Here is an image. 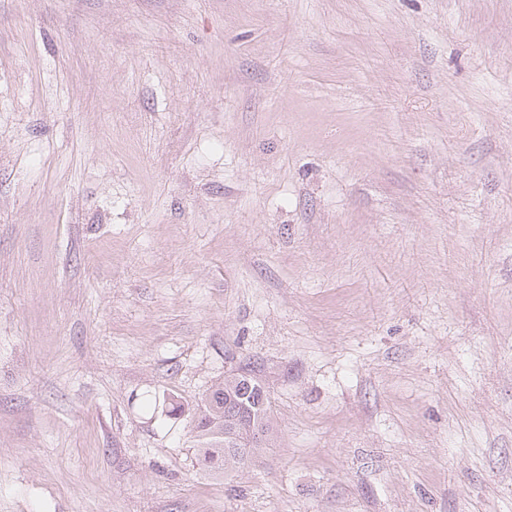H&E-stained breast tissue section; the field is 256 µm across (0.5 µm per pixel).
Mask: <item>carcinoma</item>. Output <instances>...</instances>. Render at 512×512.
Returning a JSON list of instances; mask_svg holds the SVG:
<instances>
[{
	"instance_id": "carcinoma-1",
	"label": "carcinoma",
	"mask_w": 512,
	"mask_h": 512,
	"mask_svg": "<svg viewBox=\"0 0 512 512\" xmlns=\"http://www.w3.org/2000/svg\"><path fill=\"white\" fill-rule=\"evenodd\" d=\"M257 428L263 433L262 443L249 448L227 443L225 434L244 437ZM271 430L269 393L254 369L241 367L208 388L196 404L192 419L196 461L211 476L232 477L261 453Z\"/></svg>"
}]
</instances>
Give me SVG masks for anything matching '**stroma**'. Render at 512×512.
Here are the masks:
<instances>
[{
    "mask_svg": "<svg viewBox=\"0 0 512 512\" xmlns=\"http://www.w3.org/2000/svg\"><path fill=\"white\" fill-rule=\"evenodd\" d=\"M0 512H512V0H0ZM240 367L213 384L196 404L192 432L195 455L201 469L214 477L227 478L248 467L268 444L271 436L270 397L255 377V370ZM260 428L262 441L253 447L230 446L226 433L242 439Z\"/></svg>",
    "mask_w": 512,
    "mask_h": 512,
    "instance_id": "obj_1",
    "label": "stroma"
}]
</instances>
